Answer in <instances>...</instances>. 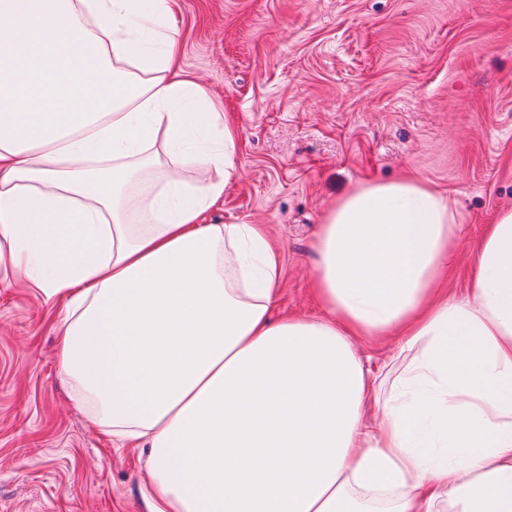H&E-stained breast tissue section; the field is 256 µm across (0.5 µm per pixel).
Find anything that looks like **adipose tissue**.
Here are the masks:
<instances>
[{"label":"adipose tissue","instance_id":"1","mask_svg":"<svg viewBox=\"0 0 512 512\" xmlns=\"http://www.w3.org/2000/svg\"><path fill=\"white\" fill-rule=\"evenodd\" d=\"M174 5L0 0V272L65 300L73 401L147 449L152 512H512V208L455 298L453 199L356 185L312 245L324 316L273 318L263 225L203 221L236 138Z\"/></svg>","mask_w":512,"mask_h":512}]
</instances>
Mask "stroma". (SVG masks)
Here are the masks:
<instances>
[{"label":"stroma","mask_w":512,"mask_h":512,"mask_svg":"<svg viewBox=\"0 0 512 512\" xmlns=\"http://www.w3.org/2000/svg\"><path fill=\"white\" fill-rule=\"evenodd\" d=\"M181 63L224 109L238 177L204 217L282 248V312L316 315L312 242L356 184L457 202L449 294L512 207V0H175ZM63 302L0 274V512H151L145 458L88 425L55 359Z\"/></svg>","instance_id":"35a3bbf8"}]
</instances>
